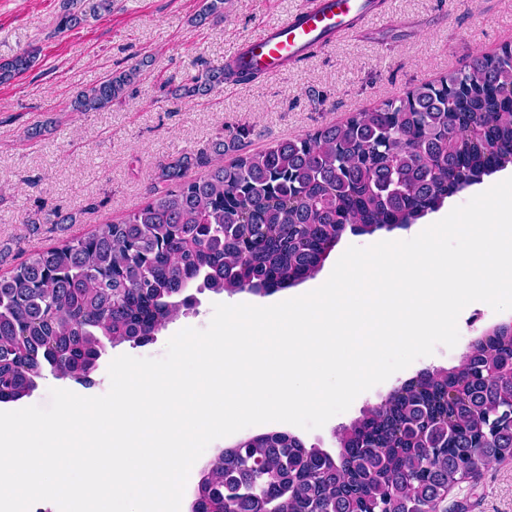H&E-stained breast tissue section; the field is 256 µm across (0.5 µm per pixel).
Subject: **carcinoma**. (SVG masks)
<instances>
[{"mask_svg": "<svg viewBox=\"0 0 512 512\" xmlns=\"http://www.w3.org/2000/svg\"><path fill=\"white\" fill-rule=\"evenodd\" d=\"M79 3L85 10L66 12L60 29L114 6ZM211 17H224V0H204L195 22ZM38 55L1 60L0 84ZM146 65L79 92L72 111L110 108ZM259 76L245 61L205 67L176 91L205 96ZM246 134L221 133L159 165L152 198L124 220L0 277V402L28 396L46 364L90 382L107 345L139 343L174 320L195 280L230 294L290 286L313 276L344 232L414 224L512 164V45L263 151L241 152ZM511 408L512 327L500 326L458 367L424 373L344 429L335 458L283 432L225 450L200 480L194 512H426L448 478L512 458Z\"/></svg>", "mask_w": 512, "mask_h": 512, "instance_id": "1", "label": "carcinoma"}]
</instances>
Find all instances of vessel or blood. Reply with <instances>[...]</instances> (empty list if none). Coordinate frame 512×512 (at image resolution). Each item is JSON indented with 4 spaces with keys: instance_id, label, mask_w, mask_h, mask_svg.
<instances>
[{
    "instance_id": "b4317fda",
    "label": "vessel or blood",
    "mask_w": 512,
    "mask_h": 512,
    "mask_svg": "<svg viewBox=\"0 0 512 512\" xmlns=\"http://www.w3.org/2000/svg\"><path fill=\"white\" fill-rule=\"evenodd\" d=\"M370 0H313L304 11L279 24L264 27L241 47L262 74L287 69L289 63L326 42L328 35L347 29L358 16L368 14Z\"/></svg>"
}]
</instances>
